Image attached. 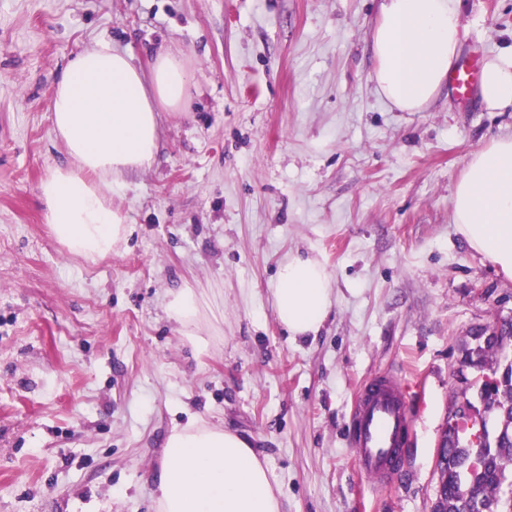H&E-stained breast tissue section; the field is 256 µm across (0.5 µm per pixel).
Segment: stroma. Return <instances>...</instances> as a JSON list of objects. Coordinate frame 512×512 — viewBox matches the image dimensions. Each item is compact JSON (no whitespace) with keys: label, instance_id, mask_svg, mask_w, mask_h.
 I'll use <instances>...</instances> for the list:
<instances>
[{"label":"stroma","instance_id":"35a3bbf8","mask_svg":"<svg viewBox=\"0 0 512 512\" xmlns=\"http://www.w3.org/2000/svg\"><path fill=\"white\" fill-rule=\"evenodd\" d=\"M461 47L512 50V0H461ZM379 0H0V512H156L166 438L192 421L248 439L284 512H430L453 401L475 398L472 331L512 320V280L452 221L468 158L512 137V107L421 112L376 90ZM106 41L192 75L150 170L112 190L130 233L71 255L40 182L66 161L49 103L77 50ZM317 257L332 307L292 339L271 290ZM195 288L206 344L166 313ZM398 376L404 472L375 488L350 447L357 387Z\"/></svg>","mask_w":512,"mask_h":512}]
</instances>
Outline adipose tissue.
<instances>
[{"label":"adipose tissue","instance_id":"adipose-tissue-1","mask_svg":"<svg viewBox=\"0 0 512 512\" xmlns=\"http://www.w3.org/2000/svg\"><path fill=\"white\" fill-rule=\"evenodd\" d=\"M461 0H381L371 31L377 91L397 110L419 112L443 87L459 47ZM190 93L183 59L158 51L149 71L101 43L76 51L49 103L54 132L69 161L39 185L45 217L75 256H107L129 233L111 188L152 167L160 113L177 111ZM480 96L487 109L512 106V54L487 58ZM453 222L468 247L512 280V137L474 152L458 181ZM330 277L315 258L279 267L277 319L294 338L313 336L332 305ZM167 309L199 348L201 303L193 288L171 293ZM157 512H283L265 463L238 434L191 423L172 432L156 476Z\"/></svg>","mask_w":512,"mask_h":512}]
</instances>
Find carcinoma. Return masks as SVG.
Returning <instances> with one entry per match:
<instances>
[{
	"instance_id": "carcinoma-1",
	"label": "carcinoma",
	"mask_w": 512,
	"mask_h": 512,
	"mask_svg": "<svg viewBox=\"0 0 512 512\" xmlns=\"http://www.w3.org/2000/svg\"><path fill=\"white\" fill-rule=\"evenodd\" d=\"M475 346L465 349V360L499 383L482 395V417H494L495 427L472 437L463 427L448 432V454L438 462L441 494L435 512H512V493L505 482L512 468V361L501 364L503 337L497 330L479 328Z\"/></svg>"
}]
</instances>
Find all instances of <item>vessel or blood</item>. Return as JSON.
<instances>
[{
    "label": "vessel or blood",
    "instance_id": "vessel-or-blood-1",
    "mask_svg": "<svg viewBox=\"0 0 512 512\" xmlns=\"http://www.w3.org/2000/svg\"><path fill=\"white\" fill-rule=\"evenodd\" d=\"M480 79L479 55L463 50L448 75L454 95L469 100ZM351 445L361 472L374 485L390 483L399 466L404 465L411 437L412 419L408 399L400 381L380 374L358 388L351 411Z\"/></svg>",
    "mask_w": 512,
    "mask_h": 512
}]
</instances>
